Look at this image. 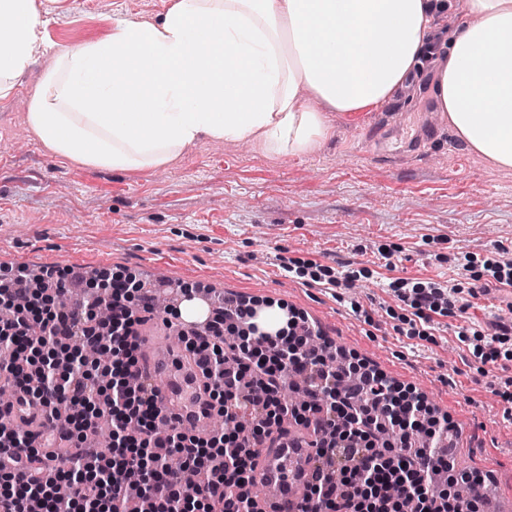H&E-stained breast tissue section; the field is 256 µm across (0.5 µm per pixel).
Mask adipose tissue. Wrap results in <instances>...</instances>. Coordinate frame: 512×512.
<instances>
[{
	"mask_svg": "<svg viewBox=\"0 0 512 512\" xmlns=\"http://www.w3.org/2000/svg\"><path fill=\"white\" fill-rule=\"evenodd\" d=\"M462 9L434 98L465 149L507 171L512 0ZM431 22L426 0H175L160 22L118 19L104 39L56 49L24 122L55 157L110 171L172 166L204 138L306 157L329 139L330 113L392 98ZM45 40L35 0H0V97Z\"/></svg>",
	"mask_w": 512,
	"mask_h": 512,
	"instance_id": "obj_1",
	"label": "adipose tissue"
}]
</instances>
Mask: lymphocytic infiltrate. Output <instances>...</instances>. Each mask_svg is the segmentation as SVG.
<instances>
[{
    "instance_id": "1",
    "label": "lymphocytic infiltrate",
    "mask_w": 512,
    "mask_h": 512,
    "mask_svg": "<svg viewBox=\"0 0 512 512\" xmlns=\"http://www.w3.org/2000/svg\"><path fill=\"white\" fill-rule=\"evenodd\" d=\"M102 290L111 312L109 324L93 313L97 297L80 306L64 301L63 275L47 274L42 285L28 294V302L46 311L39 335L29 333V321L17 314L9 321L7 334H0V372L17 388L27 389L47 415H54L59 400L93 412L108 410L112 417V446L108 453L87 447L88 432L96 423L72 418L65 431L34 435L0 430V480H13L11 491L0 492V512H125L130 490H139L156 512H257V500L245 493L253 482L257 451L288 441L281 419L289 406L281 389L286 374H300L309 389L304 411L310 412L306 427L313 436L319 469L303 503L295 512H479L478 506L463 508L459 489L481 481L480 473H459L447 455L433 448L405 444L400 452L381 447L380 436L390 430L431 437L449 433L450 421L439 418L415 392L400 387L383 372L365 363L344 360L333 363L327 349L314 348L308 340L315 327L299 312L288 314V335L269 336L263 349L251 342L225 343L231 323L250 325L253 309L243 300L228 299L211 312L203 330L193 332L186 350L198 357L210 396L222 397L224 415L237 419L246 414L255 422L249 434L213 433L212 449H205L196 435L171 428L167 439H157L154 426L160 418L158 387L151 378L136 386L125 383L135 372L139 346L132 327L140 314L152 312L153 296L135 292L126 278L107 280ZM453 289L438 283L405 289L400 294L416 317L429 320L452 306ZM89 346L112 352V381L100 384L96 377L74 366L65 374L52 364L31 369L22 363L33 348L54 352L63 346ZM254 376L261 397L241 390L244 375ZM359 392L374 393L381 411L359 404ZM61 449L71 469L54 467L43 478L36 448ZM106 459L97 478H89V463ZM199 471L203 489L191 493L180 479L171 459ZM67 482L72 494L58 502L55 489Z\"/></svg>"
}]
</instances>
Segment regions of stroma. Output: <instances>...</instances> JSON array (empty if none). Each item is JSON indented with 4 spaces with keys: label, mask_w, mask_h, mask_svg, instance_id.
Instances as JSON below:
<instances>
[{
    "label": "stroma",
    "mask_w": 512,
    "mask_h": 512,
    "mask_svg": "<svg viewBox=\"0 0 512 512\" xmlns=\"http://www.w3.org/2000/svg\"><path fill=\"white\" fill-rule=\"evenodd\" d=\"M174 0H36L47 40L105 38L116 18L160 21ZM49 60L35 55L0 98V270L135 277L173 295L213 293L297 309L332 346L423 394L456 427L455 469L512 500V335L496 361L476 336L512 320V289L493 277L512 257V170L468 153L434 112V75L395 93L400 118L374 108L331 114L314 156L271 158L242 143L201 141L176 166L123 173L69 164L31 138L22 116ZM458 288L450 313L420 322L392 289Z\"/></svg>",
    "instance_id": "1"
}]
</instances>
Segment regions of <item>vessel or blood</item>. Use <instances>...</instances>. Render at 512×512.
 Returning <instances> with one entry per match:
<instances>
[{
    "label": "vessel or blood",
    "mask_w": 512,
    "mask_h": 512,
    "mask_svg": "<svg viewBox=\"0 0 512 512\" xmlns=\"http://www.w3.org/2000/svg\"><path fill=\"white\" fill-rule=\"evenodd\" d=\"M133 335L142 350L140 372L160 373L166 378L165 386L159 390L164 421H178L182 429L196 434L207 432L213 412L206 380L195 361L186 352L155 343L149 326H135ZM13 407L20 410L29 428H39L44 412L40 406L28 404L24 392H15ZM315 456V448L304 436L297 447L266 448L259 453L254 479L264 489L259 501L262 512H293L313 480Z\"/></svg>",
    "instance_id": "obj_1"
}]
</instances>
